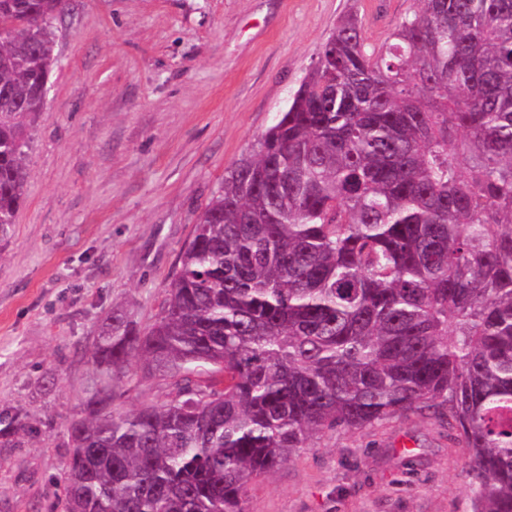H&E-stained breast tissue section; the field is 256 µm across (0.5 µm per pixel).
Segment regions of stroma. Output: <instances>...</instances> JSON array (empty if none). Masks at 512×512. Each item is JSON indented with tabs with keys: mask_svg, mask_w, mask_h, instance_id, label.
I'll return each mask as SVG.
<instances>
[{
	"mask_svg": "<svg viewBox=\"0 0 512 512\" xmlns=\"http://www.w3.org/2000/svg\"><path fill=\"white\" fill-rule=\"evenodd\" d=\"M415 0H67L28 155L31 180L0 239V512H62L65 426L99 372L112 311L153 323L181 247L224 174L248 156L343 15L381 45ZM137 374L118 411L165 404ZM470 457L413 413L319 435L249 486L244 512H472Z\"/></svg>",
	"mask_w": 512,
	"mask_h": 512,
	"instance_id": "35a3bbf8",
	"label": "stroma"
}]
</instances>
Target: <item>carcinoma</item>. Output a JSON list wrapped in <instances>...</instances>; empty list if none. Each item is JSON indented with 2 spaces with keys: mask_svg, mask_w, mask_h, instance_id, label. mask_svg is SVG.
<instances>
[{
  "mask_svg": "<svg viewBox=\"0 0 512 512\" xmlns=\"http://www.w3.org/2000/svg\"><path fill=\"white\" fill-rule=\"evenodd\" d=\"M343 17L198 217L158 318L114 314L67 427L64 512H243L314 437L440 412L473 512H512V0ZM65 0H0V236L29 181ZM164 405L112 404L132 363ZM26 431L0 412V437Z\"/></svg>",
  "mask_w": 512,
  "mask_h": 512,
  "instance_id": "1",
  "label": "carcinoma"
}]
</instances>
